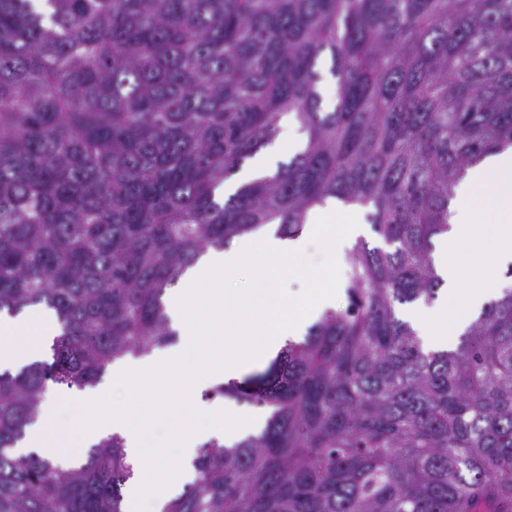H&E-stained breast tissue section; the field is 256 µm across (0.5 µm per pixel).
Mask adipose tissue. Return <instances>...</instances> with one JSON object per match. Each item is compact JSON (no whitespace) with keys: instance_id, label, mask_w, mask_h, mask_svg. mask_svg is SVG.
I'll list each match as a JSON object with an SVG mask.
<instances>
[{"instance_id":"1","label":"adipose tissue","mask_w":512,"mask_h":512,"mask_svg":"<svg viewBox=\"0 0 512 512\" xmlns=\"http://www.w3.org/2000/svg\"><path fill=\"white\" fill-rule=\"evenodd\" d=\"M282 139L241 174L242 180L272 172L276 159L305 141L291 117L281 120ZM450 229L438 238L436 270L444 282L431 304L409 307L404 318L423 345L438 348L439 334L457 336L504 288L512 266V148L488 155L470 168L448 218ZM56 332L49 311L16 318L0 316V365H19L40 357Z\"/></svg>"}]
</instances>
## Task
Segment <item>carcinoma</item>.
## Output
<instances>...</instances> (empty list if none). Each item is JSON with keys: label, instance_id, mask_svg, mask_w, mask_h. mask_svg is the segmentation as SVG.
Returning <instances> with one entry per match:
<instances>
[{"label": "carcinoma", "instance_id": "carcinoma-1", "mask_svg": "<svg viewBox=\"0 0 512 512\" xmlns=\"http://www.w3.org/2000/svg\"><path fill=\"white\" fill-rule=\"evenodd\" d=\"M289 113L305 149L218 200ZM506 147L512 0H0V314L58 325L0 370V512H125L119 436L71 467L17 453L47 390L173 343L187 269L330 199L383 246L348 250L345 306L206 393L271 413L202 444L165 512H512V289L450 350L397 315L436 296L455 189Z\"/></svg>", "mask_w": 512, "mask_h": 512}]
</instances>
